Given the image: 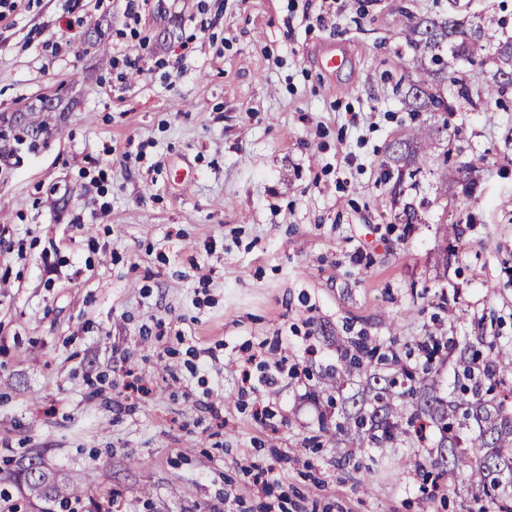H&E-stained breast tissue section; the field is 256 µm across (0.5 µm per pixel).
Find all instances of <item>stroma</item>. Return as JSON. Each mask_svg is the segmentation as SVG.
Returning a JSON list of instances; mask_svg holds the SVG:
<instances>
[{
	"mask_svg": "<svg viewBox=\"0 0 512 512\" xmlns=\"http://www.w3.org/2000/svg\"><path fill=\"white\" fill-rule=\"evenodd\" d=\"M448 17L484 49L445 40L450 109H413L403 31ZM506 42L512 0L0 9V512L33 459L72 512H474L439 433L323 431L369 408L350 339L435 337L441 398L447 346L512 339V93L456 94ZM45 471L49 477V487L43 486L42 483H28L26 486L31 495L41 500L49 499L52 502H56L61 498L67 503L71 496L78 499L82 490L75 478L59 479L55 473Z\"/></svg>",
	"mask_w": 512,
	"mask_h": 512,
	"instance_id": "obj_1",
	"label": "stroma"
}]
</instances>
